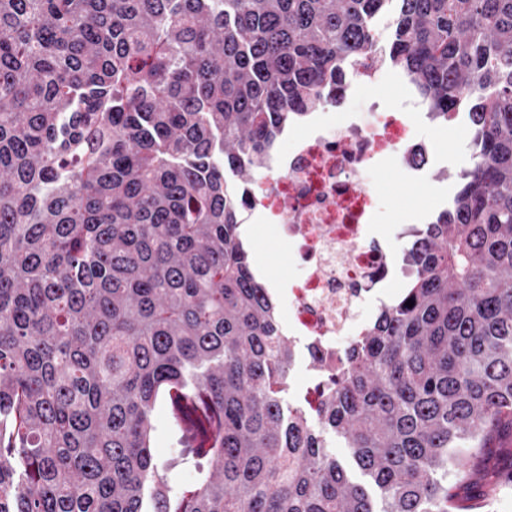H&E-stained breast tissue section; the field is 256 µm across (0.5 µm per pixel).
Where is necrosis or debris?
<instances>
[{"instance_id":"4bbe7bcc","label":"necrosis or debris","mask_w":512,"mask_h":512,"mask_svg":"<svg viewBox=\"0 0 512 512\" xmlns=\"http://www.w3.org/2000/svg\"><path fill=\"white\" fill-rule=\"evenodd\" d=\"M386 165L418 183L435 158L394 104L374 96L361 114L344 100L288 128L249 195V217L269 225L297 260L288 282L293 338L320 342L332 355L362 335L381 283L412 273L394 266L388 240L371 233L382 210L376 178Z\"/></svg>"}]
</instances>
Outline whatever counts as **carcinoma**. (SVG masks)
<instances>
[{"label":"carcinoma","instance_id":"obj_1","mask_svg":"<svg viewBox=\"0 0 512 512\" xmlns=\"http://www.w3.org/2000/svg\"><path fill=\"white\" fill-rule=\"evenodd\" d=\"M370 66L466 113L472 160L396 301L334 360L306 345L319 400L292 404L246 196ZM504 427L512 0H0V512H462ZM155 424L157 429L155 433L154 450L160 459H166L168 457L169 448H172V435L167 423L166 407L162 403L156 408Z\"/></svg>","mask_w":512,"mask_h":512}]
</instances>
